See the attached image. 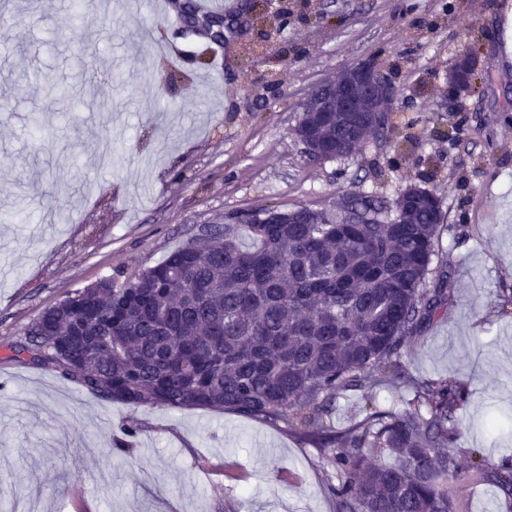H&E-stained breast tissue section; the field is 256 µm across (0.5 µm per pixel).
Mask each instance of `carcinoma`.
I'll return each mask as SVG.
<instances>
[{
  "label": "carcinoma",
  "mask_w": 512,
  "mask_h": 512,
  "mask_svg": "<svg viewBox=\"0 0 512 512\" xmlns=\"http://www.w3.org/2000/svg\"><path fill=\"white\" fill-rule=\"evenodd\" d=\"M325 119L309 156L346 157L386 121ZM160 264L103 278L45 309L12 346L131 408H211L284 423L332 468L336 512H458L455 444L464 402L455 381L415 384L416 404L375 410L336 432V396L404 377L417 331L450 299L434 264L441 208L408 187L393 206L353 195L331 215L305 205L233 212ZM245 228L251 242H244ZM389 456L393 462L386 464ZM512 497V462L477 466Z\"/></svg>",
  "instance_id": "carcinoma-1"
}]
</instances>
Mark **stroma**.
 <instances>
[{"instance_id":"35a3bbf8","label":"stroma","mask_w":512,"mask_h":512,"mask_svg":"<svg viewBox=\"0 0 512 512\" xmlns=\"http://www.w3.org/2000/svg\"><path fill=\"white\" fill-rule=\"evenodd\" d=\"M225 2L230 27L211 55L206 39L177 38L160 0H87L79 21L73 0H0V484L28 486L38 512H335L316 449L286 425L133 409L10 347L67 294L134 277L226 214H336L352 195L390 202L421 186L442 200L453 300L374 402L406 406L417 380L461 383L459 512H512L473 477L512 461V19L495 0H288L269 63L249 47L247 0ZM32 5L37 22L18 21ZM464 53L472 86L447 112ZM365 60L396 88L385 137L310 158L293 134L300 104ZM36 113L47 127L35 150ZM106 123L119 153L101 140ZM126 438L133 453L115 449Z\"/></svg>"}]
</instances>
